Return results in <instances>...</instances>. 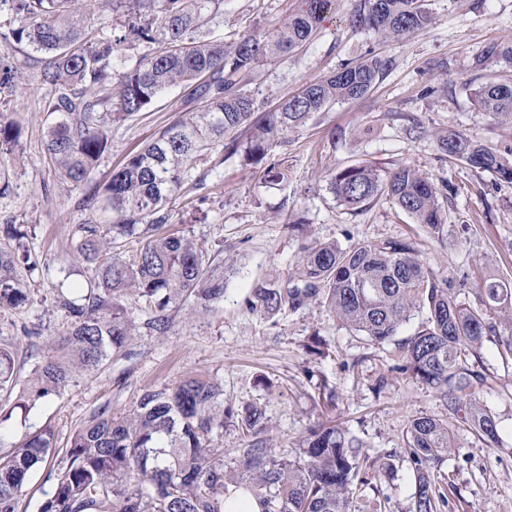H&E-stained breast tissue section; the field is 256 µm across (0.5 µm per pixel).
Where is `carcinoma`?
I'll use <instances>...</instances> for the list:
<instances>
[{"label": "carcinoma", "mask_w": 512, "mask_h": 512, "mask_svg": "<svg viewBox=\"0 0 512 512\" xmlns=\"http://www.w3.org/2000/svg\"><path fill=\"white\" fill-rule=\"evenodd\" d=\"M133 3L138 18L125 25L121 38L90 43L75 8L78 0H0L17 21L0 38L47 55L41 60L42 84L54 90L49 110L59 114L47 150L59 175L84 189L90 205L112 213L110 224L90 219L73 230V260L61 268L64 276L53 298L68 325L40 357L30 380L18 383L14 357L0 348V392L7 407L0 424L17 411L27 417L78 375L126 355L138 329L164 334L174 306L191 298L206 308L224 298L231 261L218 258L203 241L164 230L171 218L169 200L191 177L193 159L219 147L263 165L267 181L283 183L286 170L270 159L282 135L331 104L366 96L391 65L377 56L346 64L264 112L241 88V75L309 41L333 0H300L273 37L243 35L230 44L189 37L203 21L223 14L224 0H163L159 8L156 0ZM431 23L427 0H360L350 19L354 27L392 39ZM122 43L150 50L136 66L120 71ZM490 59L512 65V42L489 46L476 66ZM181 83L193 84L200 108L127 157L107 182L92 181L93 169L111 148L112 125L146 111ZM471 97L489 118L512 123L511 80L491 77L472 89ZM19 136L18 126L0 114V151H12ZM437 146L448 160H465L512 184V161L498 150L454 130L440 135ZM330 189L348 209L385 195L429 232L443 229L447 196L414 166L382 175L370 165H350L334 175ZM120 243L131 254L114 252ZM302 252L297 276L253 285L249 310L273 317L317 303L368 344L395 346L399 357L393 369L431 389L446 411L412 417L403 435L414 465L409 512H436L441 495L433 468L453 448L456 424L468 425L487 443H499L495 415L477 398V389L487 379L485 340L497 337L502 360H512V336L497 335L485 310L493 304L512 310V294L493 281L484 288L482 306L460 301L406 239L348 248L315 240ZM22 268H37L26 236L12 224L0 225V307L30 304ZM129 295L145 305L146 318L139 323L128 310ZM416 312L425 314L419 328L398 337ZM229 421L250 436L230 460L213 448ZM266 431L260 405L226 411L221 383L187 376L142 393L120 416L101 407L82 422L39 512H224V497L239 489L257 497L262 512H352L357 489L391 467L386 454L364 465L359 447L332 420L313 427L292 455L276 453ZM56 454L49 425L0 454V512H17L31 474Z\"/></svg>", "instance_id": "obj_1"}]
</instances>
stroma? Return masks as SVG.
<instances>
[{"instance_id": "1", "label": "stroma", "mask_w": 512, "mask_h": 512, "mask_svg": "<svg viewBox=\"0 0 512 512\" xmlns=\"http://www.w3.org/2000/svg\"><path fill=\"white\" fill-rule=\"evenodd\" d=\"M299 0H224L222 22H207L199 39L228 42L239 34L267 37L296 9ZM357 0H336L320 30L284 58L261 62L241 85L263 111L273 110L306 83L371 56L391 60L389 71L362 99L339 102L289 130L272 152L288 171L282 184L262 180L260 166L243 156L212 150L194 161L203 184L183 183L171 206V227L206 238L236 270L224 298L207 308L192 303L172 308L169 328L155 335L138 331L131 357L112 359L99 372L77 377L61 396L12 419L0 452L26 433L51 425L58 448L92 412L106 406L128 410L146 390L172 385L190 374L221 382L224 401L266 410L267 436L275 450H295L309 428L332 419L362 445L369 458L387 453L392 468L373 479L354 502V512H372L374 500L388 512H407L413 469L404 448L409 419L441 413L434 393L393 371V346L367 345L321 305L272 318L245 305L253 285L296 271L304 244L333 239L342 246L363 240L413 239L426 264L465 302L496 280L512 286V185L465 162H448L435 143L454 129L489 147H512V124L479 112L470 91L505 67L475 61L490 45L512 42V0H429L433 26L401 41L350 26ZM40 55L0 40V63L16 71L12 88L0 93V113L20 128L18 145L0 155V225L19 224L41 265L26 281L30 304L0 307V347L12 352L15 371L27 380L52 334L67 319L52 303V285L71 258L75 225L93 218L83 189L59 176L47 150V132L57 116L49 110L50 87L40 77ZM200 107L190 88L175 86L151 107L112 127V148L91 175L106 182L127 156ZM423 137L409 135L410 126ZM385 172L411 164L437 186H450L441 234L432 235L400 212L386 196L357 210L340 205L330 182L353 164ZM489 378L480 395L498 420L499 443L489 447L472 430L461 429L436 474L442 493L438 512H512V367L504 366L494 342H484ZM335 392L327 401L320 384Z\"/></svg>"}]
</instances>
